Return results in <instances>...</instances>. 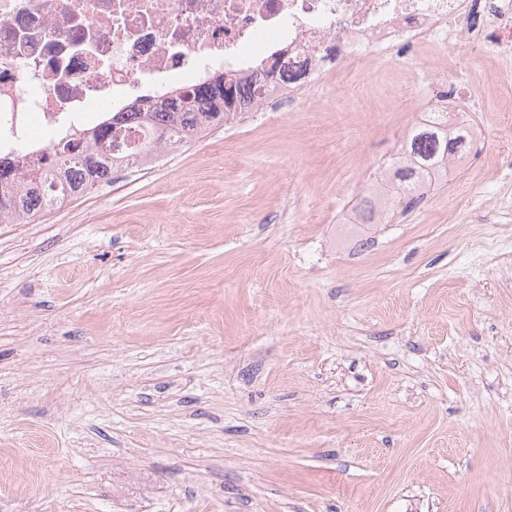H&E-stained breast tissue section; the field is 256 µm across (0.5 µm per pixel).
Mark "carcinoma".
Here are the masks:
<instances>
[{
  "instance_id": "1",
  "label": "carcinoma",
  "mask_w": 512,
  "mask_h": 512,
  "mask_svg": "<svg viewBox=\"0 0 512 512\" xmlns=\"http://www.w3.org/2000/svg\"><path fill=\"white\" fill-rule=\"evenodd\" d=\"M240 95L236 86L203 84L179 99L163 98L155 102V112H114L102 126L103 133L90 144L73 137L59 142L37 162L26 168L18 191L0 196V215L31 218L56 204V194L78 197L97 183L112 179V158L104 151L102 140L124 122L147 121V136L131 154L132 163L143 165L153 147L166 142L173 147L188 143L209 129L243 116L226 112L224 105ZM470 127H448V113L429 112L390 161L384 175L389 199L419 198L432 184L448 179L450 159L465 155ZM363 222L381 224L388 215V203L364 198L356 206Z\"/></svg>"
}]
</instances>
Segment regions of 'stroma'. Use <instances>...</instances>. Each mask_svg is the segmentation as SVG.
I'll list each match as a JSON object with an SVG mask.
<instances>
[{"mask_svg": "<svg viewBox=\"0 0 512 512\" xmlns=\"http://www.w3.org/2000/svg\"><path fill=\"white\" fill-rule=\"evenodd\" d=\"M481 157L347 218L437 90H308L0 223V512H512V62Z\"/></svg>", "mask_w": 512, "mask_h": 512, "instance_id": "obj_1", "label": "stroma"}]
</instances>
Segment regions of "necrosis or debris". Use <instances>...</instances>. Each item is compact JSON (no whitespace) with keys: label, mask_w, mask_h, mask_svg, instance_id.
<instances>
[{"label":"necrosis or debris","mask_w":512,"mask_h":512,"mask_svg":"<svg viewBox=\"0 0 512 512\" xmlns=\"http://www.w3.org/2000/svg\"><path fill=\"white\" fill-rule=\"evenodd\" d=\"M477 43L512 58V0H0V159L219 76L259 90L246 111L293 112L304 87L394 57L420 62L414 82L462 123ZM274 53L298 78L261 70Z\"/></svg>","instance_id":"1"}]
</instances>
